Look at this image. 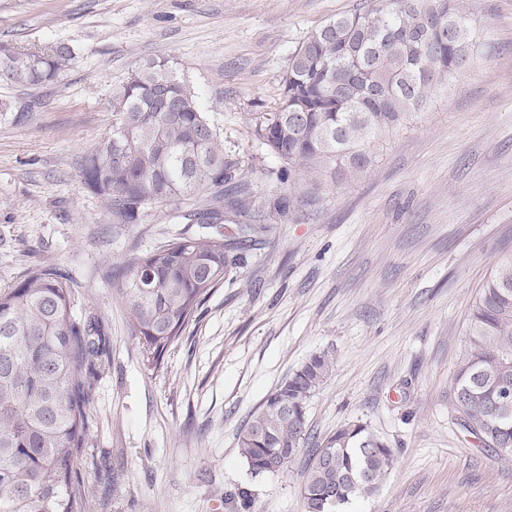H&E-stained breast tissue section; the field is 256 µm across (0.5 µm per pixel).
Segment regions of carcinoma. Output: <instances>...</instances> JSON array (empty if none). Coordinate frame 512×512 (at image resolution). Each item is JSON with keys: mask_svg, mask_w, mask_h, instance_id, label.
I'll list each match as a JSON object with an SVG mask.
<instances>
[{"mask_svg": "<svg viewBox=\"0 0 512 512\" xmlns=\"http://www.w3.org/2000/svg\"><path fill=\"white\" fill-rule=\"evenodd\" d=\"M476 32L459 0H374L327 21L292 53L276 111L257 134L282 166V183L330 174L339 184L372 169L376 141L410 124L428 100L473 62ZM75 58L66 43L38 52L0 46V82L31 87L60 79ZM82 186L114 224H135L146 205L215 190L184 215L215 229L128 253L112 291L149 367H158L242 253L282 219L313 206L324 187L277 198L258 219L242 195L238 165L224 157L198 92L167 59L133 70L112 92V134L81 158ZM72 283L58 269L32 271L0 290V512H91L81 472L87 407L105 351L100 325L72 312ZM467 342L451 380L458 425L497 458H512V257L497 263L474 298ZM322 350L269 393L241 431L254 476L288 467L312 447L306 512H346L378 492L394 451L367 422L311 442L307 405L330 377Z\"/></svg>", "mask_w": 512, "mask_h": 512, "instance_id": "carcinoma-1", "label": "carcinoma"}]
</instances>
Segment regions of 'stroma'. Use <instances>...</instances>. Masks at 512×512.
Instances as JSON below:
<instances>
[{
    "instance_id": "stroma-1",
    "label": "stroma",
    "mask_w": 512,
    "mask_h": 512,
    "mask_svg": "<svg viewBox=\"0 0 512 512\" xmlns=\"http://www.w3.org/2000/svg\"><path fill=\"white\" fill-rule=\"evenodd\" d=\"M363 0H0V44L75 49L65 75L0 84V289L59 267L106 351L87 408L83 472L96 512H305V457L251 474L238 436L312 354L336 367L308 403L324 438L367 420L395 452L349 512H512V459L460 429L448 401L470 304L512 254V0H462L480 34L468 72L383 136L358 180L283 218L216 288L160 368L147 367L112 292L130 248L202 234L173 202L116 224L79 177L112 130V91L168 58L201 93L256 213L287 193L258 140L296 47Z\"/></svg>"
}]
</instances>
